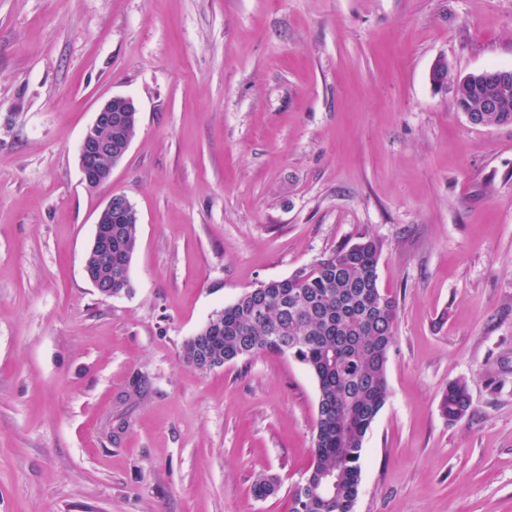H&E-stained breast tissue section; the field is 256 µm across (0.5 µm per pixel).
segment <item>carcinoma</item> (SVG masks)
Listing matches in <instances>:
<instances>
[{
	"label": "carcinoma",
	"instance_id": "carcinoma-1",
	"mask_svg": "<svg viewBox=\"0 0 512 512\" xmlns=\"http://www.w3.org/2000/svg\"><path fill=\"white\" fill-rule=\"evenodd\" d=\"M438 80L452 87L457 109L474 112L487 126L512 124V97L503 112H477L492 88L469 73L437 62ZM112 249L133 256L137 225H112ZM383 245L365 238L345 245L288 277L242 294L202 330L214 337L213 362L249 360L264 353L302 364L318 387L311 463L295 486L291 512H353L359 495L365 437L388 398L387 363L398 315L396 299L381 291ZM149 380L132 374L118 397L123 403L148 393ZM471 407L465 385L448 384L439 409L455 420ZM275 480L259 476L254 495L270 496Z\"/></svg>",
	"mask_w": 512,
	"mask_h": 512
}]
</instances>
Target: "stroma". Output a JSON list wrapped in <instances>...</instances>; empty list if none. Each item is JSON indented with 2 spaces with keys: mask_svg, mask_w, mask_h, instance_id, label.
<instances>
[{
  "mask_svg": "<svg viewBox=\"0 0 512 512\" xmlns=\"http://www.w3.org/2000/svg\"><path fill=\"white\" fill-rule=\"evenodd\" d=\"M441 59L512 69V0H0V512H290L315 380L181 347L364 237L398 316L354 512H512V125L471 124ZM114 95L139 124L91 189L79 143ZM114 192L138 247L104 297L83 261ZM135 372L150 393L118 403ZM470 407L471 398L466 386L460 382L448 384L439 402L442 416L447 420H455L464 416Z\"/></svg>",
  "mask_w": 512,
  "mask_h": 512,
  "instance_id": "obj_1",
  "label": "stroma"
}]
</instances>
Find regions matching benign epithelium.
Returning <instances> with one entry per match:
<instances>
[{"instance_id": "obj_1", "label": "benign epithelium", "mask_w": 512, "mask_h": 512, "mask_svg": "<svg viewBox=\"0 0 512 512\" xmlns=\"http://www.w3.org/2000/svg\"><path fill=\"white\" fill-rule=\"evenodd\" d=\"M480 74L487 76V82L500 90H508L512 83L511 69H486ZM135 110L134 99L122 95L108 98L98 108L79 147L82 180L88 187L97 188L110 182L112 163L121 161L131 144L124 130L129 122L127 113ZM139 221L137 209L125 194H110L97 215L90 250L97 253L104 264L112 266V251L106 249L112 244V224H137ZM84 273L99 294L112 296V279L104 277L97 265L84 263Z\"/></svg>"}]
</instances>
